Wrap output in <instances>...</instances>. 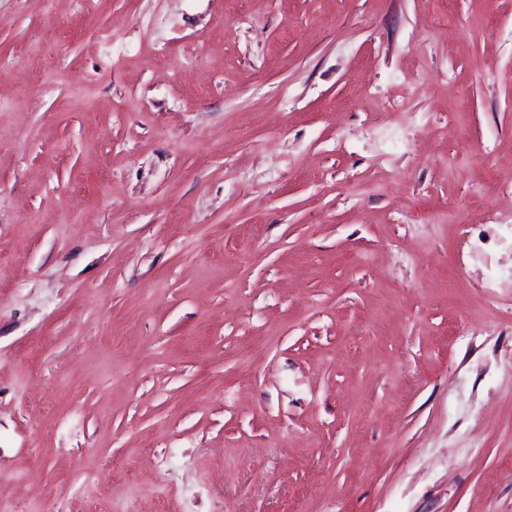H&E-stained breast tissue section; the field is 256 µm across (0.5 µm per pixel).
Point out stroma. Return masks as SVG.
<instances>
[{"instance_id":"obj_1","label":"stroma","mask_w":512,"mask_h":512,"mask_svg":"<svg viewBox=\"0 0 512 512\" xmlns=\"http://www.w3.org/2000/svg\"><path fill=\"white\" fill-rule=\"evenodd\" d=\"M0 57V512H512V0H0Z\"/></svg>"}]
</instances>
